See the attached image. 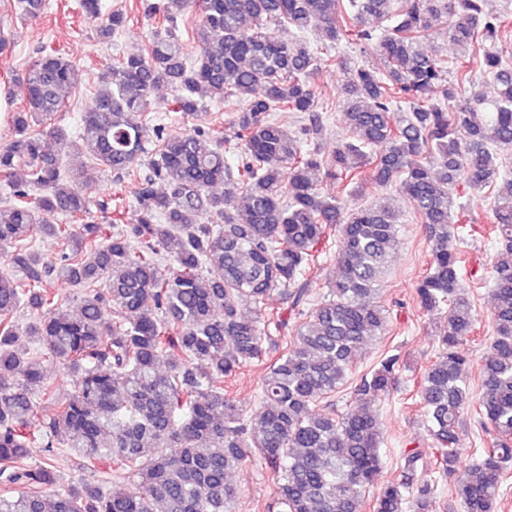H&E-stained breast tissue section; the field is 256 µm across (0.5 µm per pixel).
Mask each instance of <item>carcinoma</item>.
<instances>
[{
	"label": "carcinoma",
	"mask_w": 512,
	"mask_h": 512,
	"mask_svg": "<svg viewBox=\"0 0 512 512\" xmlns=\"http://www.w3.org/2000/svg\"><path fill=\"white\" fill-rule=\"evenodd\" d=\"M199 53L190 58L171 24L189 0H163L169 25L155 30L147 54L106 67L91 110L80 116L86 154L120 181L146 168L134 191L136 219L84 220L91 191L82 171L64 163L67 127L38 130L62 111L65 90L80 80L73 62L53 51L15 79L21 107L0 150L12 199L0 204V258L24 280L0 272V512H235L240 490L230 474L254 460L267 466L276 512H364L379 475L382 423L372 404L386 395L402 359L384 356L360 380L342 411L319 408L344 385L359 352L384 333L380 278L398 246L399 217L386 205L343 211L340 197L317 186L332 178L347 189L369 180L397 183L425 224L430 265L417 299L442 314L437 360L417 386L430 448L403 451L400 477L374 497L373 512H433L434 483L418 475L431 454L444 473L459 465L461 415L469 401L468 359L459 346L475 327L460 278L461 183L499 186L491 231L503 246L492 267L493 337L481 363L478 421L490 437L458 478L463 512H497L512 461V60L496 49L512 14L485 11L487 0H198ZM37 19L45 0H16ZM449 18L459 51L455 72L425 49L431 23ZM127 22L113 11L101 25L111 39ZM288 30L293 38L279 32ZM332 45L347 39L373 50L380 66L338 61L348 138L329 156L317 148L324 129L314 75L324 59L306 35ZM479 69L494 95L471 90ZM175 91L173 111L196 121L167 134L143 121L155 87ZM236 98L241 108L229 159L206 126L204 108ZM302 115L300 131L274 117ZM386 145L372 155L368 149ZM224 192H214L217 185ZM59 215L81 220L55 224ZM336 228L337 270L327 292L310 298L303 274ZM60 240L46 261L28 241ZM214 267L216 278L205 274ZM83 286L65 312L48 281ZM273 293L298 315L267 309ZM33 313L24 325L20 310ZM277 355L261 379V410L243 412L224 379ZM61 361L75 383L61 396L47 367ZM41 428L28 419L46 404ZM41 440L64 448L84 469L113 477L46 493L51 464L27 462ZM136 477L142 492L128 490Z\"/></svg>",
	"instance_id": "carcinoma-1"
}]
</instances>
